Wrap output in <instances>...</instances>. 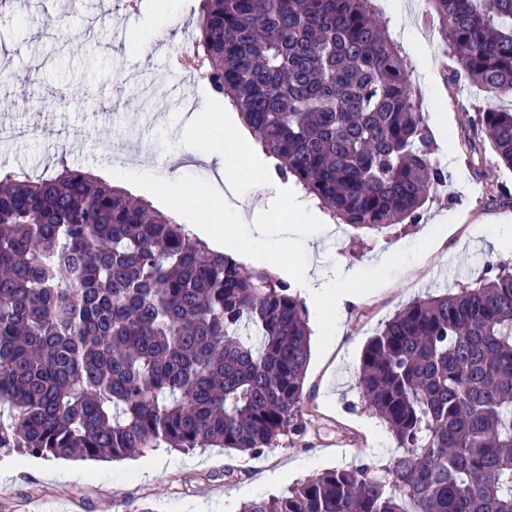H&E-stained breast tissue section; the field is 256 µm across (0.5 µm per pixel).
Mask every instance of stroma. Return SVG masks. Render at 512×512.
Wrapping results in <instances>:
<instances>
[{
  "mask_svg": "<svg viewBox=\"0 0 512 512\" xmlns=\"http://www.w3.org/2000/svg\"><path fill=\"white\" fill-rule=\"evenodd\" d=\"M376 13L390 32L404 29L401 46L410 78L420 90L424 118L441 104L444 127H432L436 157L448 183L433 193L419 223L377 232L340 224L323 241L318 267L333 276L345 266L371 277L372 261L396 253L400 267L386 284L365 291L339 316L328 306L306 304L312 331L304 385L303 432L282 437L278 447L255 454L205 448L188 453L159 448L121 461L44 459V476L32 468L0 479V512H238L241 503L279 494L294 482L336 467L365 464L382 474L395 454L385 424L366 409L357 386L362 348L399 309L427 294L493 276L512 264L486 235L488 226L512 218V171L499 162L472 122L485 93L457 78L429 21L426 0H376ZM200 0H177L161 22L155 0H140L128 13L124 0H33L31 9L0 27V126L21 134L0 144V165L35 176L56 170L58 158L150 200L156 181L200 188L222 183L216 166L191 155L205 133L190 126L189 113L173 111L170 92L181 80L174 47L183 28H195ZM151 174L134 179V165ZM449 225L447 238L429 247L428 228ZM291 217L263 224L269 242H284L293 265L309 257L307 235L292 230ZM343 328L329 367L320 358L321 330Z\"/></svg>",
  "mask_w": 512,
  "mask_h": 512,
  "instance_id": "obj_1",
  "label": "stroma"
}]
</instances>
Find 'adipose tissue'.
I'll return each mask as SVG.
<instances>
[{
  "instance_id": "1",
  "label": "adipose tissue",
  "mask_w": 512,
  "mask_h": 512,
  "mask_svg": "<svg viewBox=\"0 0 512 512\" xmlns=\"http://www.w3.org/2000/svg\"><path fill=\"white\" fill-rule=\"evenodd\" d=\"M247 131L235 113L227 117H212L207 127V139L202 157L217 162L224 174V188L181 186L170 182L157 184L155 196L168 212L180 214L186 201H193L209 214L205 224L190 225V232L216 251L230 250L233 256L248 264L265 260L266 255L256 244H244L243 239L256 217L276 221L280 212L293 214L298 226L319 222L321 232L333 234L334 224L298 189L286 190L275 184L269 169L272 159L256 160L246 150ZM292 273L305 286L312 301L328 300L334 309H343L354 302L358 290L357 275L347 272L343 287L326 281L319 268L307 263L293 268Z\"/></svg>"
}]
</instances>
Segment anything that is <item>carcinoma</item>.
<instances>
[{
  "label": "carcinoma",
  "mask_w": 512,
  "mask_h": 512,
  "mask_svg": "<svg viewBox=\"0 0 512 512\" xmlns=\"http://www.w3.org/2000/svg\"><path fill=\"white\" fill-rule=\"evenodd\" d=\"M474 123L512 170V0H430ZM197 57L254 142L333 219L387 229L447 182L373 0H202ZM310 328L290 283L245 273L86 172L0 176V449L121 460L257 453L301 432ZM358 387L397 451L239 512H512V270L418 298L364 346Z\"/></svg>",
  "instance_id": "1"
}]
</instances>
